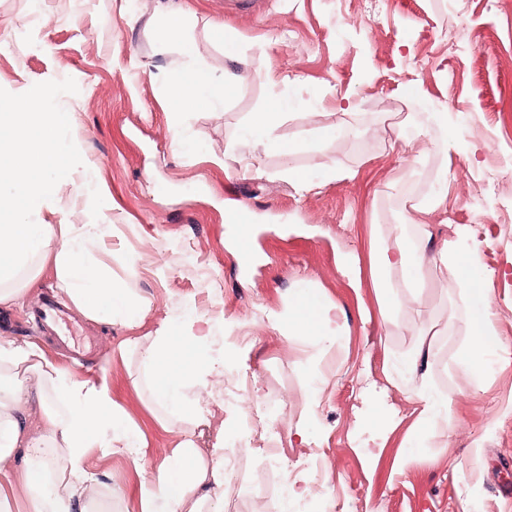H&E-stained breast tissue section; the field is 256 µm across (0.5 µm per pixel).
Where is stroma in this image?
<instances>
[{"label": "stroma", "mask_w": 512, "mask_h": 512, "mask_svg": "<svg viewBox=\"0 0 512 512\" xmlns=\"http://www.w3.org/2000/svg\"><path fill=\"white\" fill-rule=\"evenodd\" d=\"M196 18L190 35L213 77L226 58L209 24H223L242 57L237 85L220 111L179 112L165 74L176 57L159 39L156 0H0V102L25 99L67 113L56 134L73 167L29 215L35 224H108L98 261L114 284L148 309L133 328L74 310L75 341L96 352L79 363L37 339L27 319L47 295L62 297L52 257L33 260L32 288L0 305V340L40 343L69 377H107L114 406L143 441L145 466L176 447L185 421L155 411L139 361L126 345L164 326H211L207 356L251 378L245 403L275 400L276 422L253 426L264 441L279 427L281 471L243 458L260 493L226 489L224 512H292L280 482L305 491L317 512H512V4L486 0H263L260 9L224 0H181ZM465 31L450 48L442 30ZM265 62L280 81L258 80ZM416 98L422 112L409 114ZM281 101L271 135L298 144L289 155L256 150L263 176L235 174L239 137L252 113ZM397 106L406 136L381 138L363 117ZM326 127L334 140L303 149ZM181 131L188 148L173 139ZM414 163H404L406 154ZM335 161L340 177L312 191L284 176ZM448 173V211L421 216L434 233L467 229L503 344L477 376L456 361L470 324L452 268L435 267L416 306L387 317L370 282L372 230L401 220L412 184ZM492 190L481 196L478 183ZM257 219L241 248L224 205ZM357 261L361 285L342 273ZM303 291L333 307L335 343L289 335L288 301ZM430 350L428 370L397 376L406 351ZM456 402L447 423L420 434L423 385ZM381 399L386 429L369 422ZM85 470L98 488L93 512L120 496L140 512V478L119 455L89 449Z\"/></svg>", "instance_id": "35a3bbf8"}]
</instances>
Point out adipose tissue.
I'll return each instance as SVG.
<instances>
[{
	"label": "adipose tissue",
	"mask_w": 512,
	"mask_h": 512,
	"mask_svg": "<svg viewBox=\"0 0 512 512\" xmlns=\"http://www.w3.org/2000/svg\"><path fill=\"white\" fill-rule=\"evenodd\" d=\"M190 16L172 6L161 21L166 45L182 58L167 82L170 99L181 110H218L235 87L233 69L240 57L227 46L229 62L220 83H211L185 31ZM67 122L63 112H44L29 101L0 105V304L19 300L29 289L20 271L37 256L53 254L64 292L88 317L106 316L138 324L147 314L129 288L112 284L96 255L109 230L105 224H33L26 213L50 197L53 177L66 174L72 157L55 140ZM448 207V193L429 194L426 204H412L398 222L376 227L388 244L372 248L369 271L373 288L386 305L411 307L429 279L428 267L452 265L457 286L473 301L476 311L464 341L460 369L473 372L497 349L499 338L489 315L491 307L478 286L472 262L473 243L462 235L433 238L417 221L419 214H439ZM327 311L311 296L289 304L288 332L312 338L323 335ZM208 330L187 336L160 328L137 353L146 371L145 381L161 414L189 416L190 426L177 447L164 449L160 463L142 466V450L123 417L112 404L107 380L90 382L65 377L55 361L30 342L0 341V512H11L22 500L27 512H89L97 487L84 469L88 449L124 455L141 478V512H224V442L200 447L197 430L209 426L210 411L203 398L213 383L224 380L220 361L181 366L187 352L206 342ZM36 388H28L29 379ZM41 409L39 426H32V406ZM27 448L30 461L15 468L12 453Z\"/></svg>",
	"instance_id": "1"
}]
</instances>
